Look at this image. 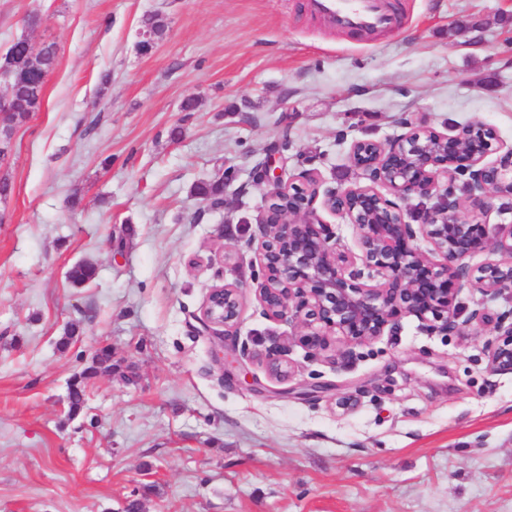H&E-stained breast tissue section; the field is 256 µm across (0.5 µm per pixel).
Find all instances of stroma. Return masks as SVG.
I'll use <instances>...</instances> for the list:
<instances>
[{"label": "stroma", "instance_id": "1", "mask_svg": "<svg viewBox=\"0 0 512 512\" xmlns=\"http://www.w3.org/2000/svg\"><path fill=\"white\" fill-rule=\"evenodd\" d=\"M402 3L397 26L352 34L308 0H0V52L57 47L0 163V512H512L493 326L403 317L340 367L256 296L252 170L272 149L344 189L362 181L352 142L404 118L480 121L512 146V0ZM153 14L166 29L145 54ZM218 178L221 209L191 196ZM82 260L98 274L77 287ZM219 284L242 294L233 346L198 331ZM104 346L115 369L69 418V382ZM275 346L290 380L268 372Z\"/></svg>", "mask_w": 512, "mask_h": 512}]
</instances>
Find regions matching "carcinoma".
<instances>
[{"label":"carcinoma","instance_id":"carcinoma-1","mask_svg":"<svg viewBox=\"0 0 512 512\" xmlns=\"http://www.w3.org/2000/svg\"><path fill=\"white\" fill-rule=\"evenodd\" d=\"M144 28L150 31L151 37L148 40H140L138 47L142 52L147 53L151 51L155 41L164 35L165 24L155 15L146 19ZM56 58L55 44L48 43L36 48L25 39L13 42L6 54L0 57V63H7L12 67L10 108L8 113L0 119V136L4 139L10 138L12 124L17 119L40 111L45 88L43 72L54 68ZM191 196L217 205L224 199V184L218 181L196 183L191 188ZM96 276L97 267L89 261H80L68 271L69 280L77 286L90 284ZM99 371L112 372V354L107 349L99 354L96 370L92 372L85 370L70 383L68 392L70 414L81 413L87 380Z\"/></svg>","mask_w":512,"mask_h":512}]
</instances>
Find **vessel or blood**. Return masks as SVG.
<instances>
[{
  "label": "vessel or blood",
  "mask_w": 512,
  "mask_h": 512,
  "mask_svg": "<svg viewBox=\"0 0 512 512\" xmlns=\"http://www.w3.org/2000/svg\"><path fill=\"white\" fill-rule=\"evenodd\" d=\"M311 8L336 26L360 32L387 29L397 22L386 0H311Z\"/></svg>",
  "instance_id": "1"
}]
</instances>
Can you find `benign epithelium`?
Segmentation results:
<instances>
[{"label":"benign epithelium","instance_id":"obj_1","mask_svg":"<svg viewBox=\"0 0 512 512\" xmlns=\"http://www.w3.org/2000/svg\"><path fill=\"white\" fill-rule=\"evenodd\" d=\"M405 132L386 142L355 140L352 163L367 185L322 188L311 171L301 184L270 176L268 162L253 170L267 185L265 206L256 219L264 279L257 296L268 318L293 321L299 342L313 355L345 363L351 348L375 341L399 318L412 316L434 330L469 333L472 323L495 322L504 336L489 354L490 367L512 372V323L473 312L460 323V289L470 287L487 302L512 297V224H489L483 217L493 197L507 198L512 210V147L495 140L493 130L476 121L438 133L400 121ZM388 188L390 195L377 191ZM418 200L409 211L403 203ZM342 216L356 227L360 254L353 258L332 241L321 212ZM423 238L440 260L417 244ZM484 255L477 265L469 260ZM359 259L380 276L378 284L346 274ZM241 290L236 285L209 289L199 322L203 332L237 335ZM270 374L288 380L296 367L280 351L267 353Z\"/></svg>","mask_w":512,"mask_h":512}]
</instances>
